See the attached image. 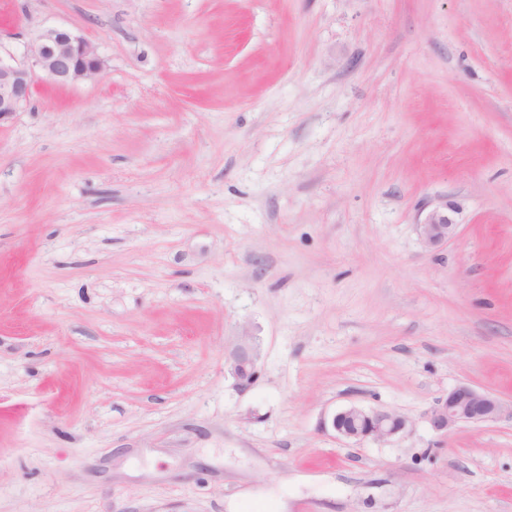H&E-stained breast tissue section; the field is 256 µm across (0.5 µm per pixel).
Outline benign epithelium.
<instances>
[{
  "instance_id": "obj_1",
  "label": "benign epithelium",
  "mask_w": 512,
  "mask_h": 512,
  "mask_svg": "<svg viewBox=\"0 0 512 512\" xmlns=\"http://www.w3.org/2000/svg\"><path fill=\"white\" fill-rule=\"evenodd\" d=\"M98 47L85 37L62 27H46L28 44L23 57L0 56V122L24 109L30 102L39 78L67 86L93 80L104 70ZM420 236L433 249L448 243L456 235L457 225L448 217V200L434 205L419 222ZM258 349L253 337L245 334L231 356L233 374L246 387L257 376ZM496 395L469 385H459L439 398L427 412L431 428L444 435L460 423H484L497 420L504 412ZM331 427L345 440H391L408 431L407 420L394 412L349 405L337 411Z\"/></svg>"
}]
</instances>
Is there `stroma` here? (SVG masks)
I'll list each match as a JSON object with an SVG mask.
<instances>
[{
	"instance_id": "stroma-1",
	"label": "stroma",
	"mask_w": 512,
	"mask_h": 512,
	"mask_svg": "<svg viewBox=\"0 0 512 512\" xmlns=\"http://www.w3.org/2000/svg\"><path fill=\"white\" fill-rule=\"evenodd\" d=\"M48 26L106 67L0 124V512H512V415L425 419L512 403V0H0ZM420 236L428 248H437L448 243L456 235L457 224L448 217V201L440 200L419 222ZM258 349L253 337L247 334L241 337V341L231 356L233 374L240 385H251L257 376ZM504 410V403L493 393L459 385L439 398L425 418L434 431L445 435L459 423L495 421ZM331 427L338 437L345 440H391L404 436L408 431L407 420L394 412L349 405L337 411Z\"/></svg>"
}]
</instances>
